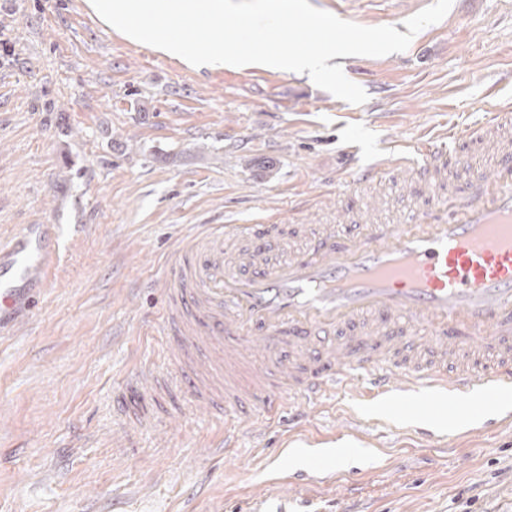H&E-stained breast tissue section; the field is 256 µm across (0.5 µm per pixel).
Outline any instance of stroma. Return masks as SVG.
Listing matches in <instances>:
<instances>
[{
	"label": "stroma",
	"instance_id": "obj_1",
	"mask_svg": "<svg viewBox=\"0 0 512 512\" xmlns=\"http://www.w3.org/2000/svg\"><path fill=\"white\" fill-rule=\"evenodd\" d=\"M363 26H395L433 0H309ZM0 237L48 224L56 252L26 328L0 321V512H512V427L432 417L443 444L379 400L336 394L298 432L224 428L207 415L137 436L105 434L112 396L138 363L161 362L146 329L154 285L197 224H259L290 197L326 192L391 214L423 194L386 181L352 190L347 156L474 125L512 99V0H453L409 48L336 62L367 93L355 105L305 76L260 67L195 70L106 28L83 0H0ZM349 450L348 466L336 462ZM308 485L283 495L295 471Z\"/></svg>",
	"mask_w": 512,
	"mask_h": 512
}]
</instances>
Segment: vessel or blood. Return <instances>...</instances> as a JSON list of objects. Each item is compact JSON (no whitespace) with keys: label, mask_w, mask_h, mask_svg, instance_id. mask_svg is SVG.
<instances>
[{"label":"vessel or blood","mask_w":512,"mask_h":512,"mask_svg":"<svg viewBox=\"0 0 512 512\" xmlns=\"http://www.w3.org/2000/svg\"><path fill=\"white\" fill-rule=\"evenodd\" d=\"M425 189L405 218L310 227L285 250L287 225L207 224L165 270L158 334L171 376L145 368L112 404L122 448L198 410L236 447L245 419L270 423L354 386L481 393L512 387V102L480 126L409 146L393 163L356 166L351 188L390 177ZM45 224L0 238V313L16 308L52 259Z\"/></svg>","instance_id":"obj_1"}]
</instances>
